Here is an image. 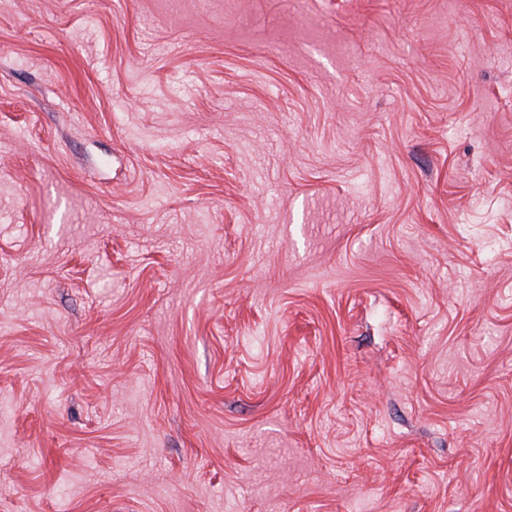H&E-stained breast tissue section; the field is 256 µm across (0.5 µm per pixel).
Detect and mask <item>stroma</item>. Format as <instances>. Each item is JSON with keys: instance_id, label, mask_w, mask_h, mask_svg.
Instances as JSON below:
<instances>
[{"instance_id": "obj_1", "label": "stroma", "mask_w": 512, "mask_h": 512, "mask_svg": "<svg viewBox=\"0 0 512 512\" xmlns=\"http://www.w3.org/2000/svg\"><path fill=\"white\" fill-rule=\"evenodd\" d=\"M0 512H512V0H0Z\"/></svg>"}]
</instances>
